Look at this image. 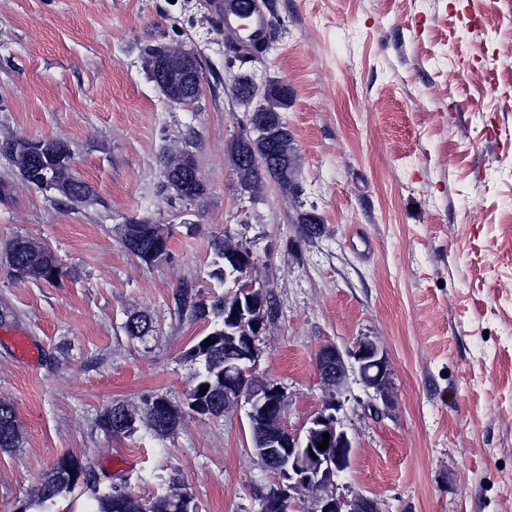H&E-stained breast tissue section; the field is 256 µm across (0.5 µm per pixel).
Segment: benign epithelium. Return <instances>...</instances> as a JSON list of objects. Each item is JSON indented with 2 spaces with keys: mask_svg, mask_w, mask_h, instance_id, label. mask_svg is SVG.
Returning a JSON list of instances; mask_svg holds the SVG:
<instances>
[{
  "mask_svg": "<svg viewBox=\"0 0 512 512\" xmlns=\"http://www.w3.org/2000/svg\"><path fill=\"white\" fill-rule=\"evenodd\" d=\"M187 51L179 44L164 47L161 57L156 59L151 71L154 80L161 86L186 79ZM224 280L233 282L232 291L247 299L268 292L256 287L246 274L233 269L224 274ZM265 323L253 321L255 334L245 338L237 354L224 361V397L237 398L238 403L248 406L249 426L264 422L269 415L286 402L285 392L271 382L265 391L243 392L238 386L239 378L255 371L259 360V335ZM355 363L346 361L343 352L327 345L318 353L321 379L330 392L323 408L309 419L303 432L286 428L266 438L269 448H286L288 454L274 460L277 471L275 481L261 493L262 512H277L285 500L299 498L309 507L305 512H379L376 500L357 495L349 499L336 492V478L347 471L355 453L354 439L341 427L333 413L337 395L348 383L350 374H358L363 386L374 392V399L388 404L389 361L384 351L372 340H361L350 354ZM329 434L328 446L317 448L323 433Z\"/></svg>",
  "mask_w": 512,
  "mask_h": 512,
  "instance_id": "benign-epithelium-1",
  "label": "benign epithelium"
}]
</instances>
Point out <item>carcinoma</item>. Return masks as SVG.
I'll return each instance as SVG.
<instances>
[{
	"mask_svg": "<svg viewBox=\"0 0 512 512\" xmlns=\"http://www.w3.org/2000/svg\"><path fill=\"white\" fill-rule=\"evenodd\" d=\"M291 96L288 85L280 80H270L259 100L247 111L246 123L229 142L227 153L235 156L250 153L260 159V164L245 180L260 186L268 181L276 183L283 192L297 188V156L294 135L284 122L282 113L288 110ZM264 126L268 135L247 137L248 128ZM193 136L184 140V145L163 149L160 156L161 171L172 173L186 170L188 160L193 157ZM16 175L26 184L38 187V173L50 166L55 169L61 187L58 192L60 203L74 208L86 202L93 194L91 186L75 170L73 153L67 142L61 139H41L37 151L31 152L21 146L10 160ZM297 223L301 224L304 236L313 238L322 233L320 216L302 211ZM124 248L145 263L165 258L170 250V237L157 224L142 220L124 224L121 227ZM212 276L224 281V256L238 254L243 249L224 234L211 241ZM4 257L11 276L20 282L59 283L62 269L53 251L46 245L26 237H17L4 248ZM238 296L215 294L210 300L193 304L192 317L204 320L210 331L193 344L186 352V358L197 364L192 374L193 386L186 393L183 406L168 404V409L159 407L161 397L146 398L138 407L116 402L105 408L96 419L97 426L108 435L134 434L138 423L145 422L159 437H167L177 428L183 409L204 414L215 420L224 419V413L235 406L232 400H224V308L233 305ZM124 331L132 339H142L153 331L152 319L146 313L134 312L128 315ZM213 344H206V340ZM207 391H201V387ZM21 426L14 405L0 399V450L10 451L20 447ZM92 487L99 484V476L92 468H79L66 458L59 459L39 481L38 499L42 503L52 502L64 492H70L77 484V478ZM98 512H198L194 497L187 489L174 480L169 481L168 490L145 499L128 490L118 493L115 486L97 497Z\"/></svg>",
	"mask_w": 512,
	"mask_h": 512,
	"instance_id": "1",
	"label": "carcinoma"
}]
</instances>
